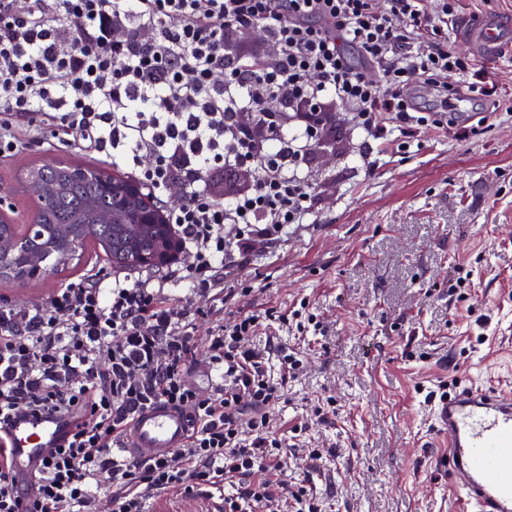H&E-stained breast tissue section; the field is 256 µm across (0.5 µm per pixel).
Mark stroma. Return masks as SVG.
<instances>
[{"mask_svg":"<svg viewBox=\"0 0 512 512\" xmlns=\"http://www.w3.org/2000/svg\"><path fill=\"white\" fill-rule=\"evenodd\" d=\"M482 13L512 28V0H455L448 48L493 96L469 101L457 123L373 141L372 167L340 113L332 154L309 166L315 204L305 222L255 246L243 271L225 278L223 308L175 289L196 339L216 320L256 312L252 343L269 346L271 373L285 356L299 360L273 415L288 450L277 479L322 512H460L431 402L460 384L512 393V47L492 62L473 57L458 29ZM20 140L0 159V190L22 225L36 208L17 190L26 168L88 157L44 128ZM113 274L90 248L80 265L36 285L0 283V306L42 308L54 289ZM303 301L320 329H297L290 313ZM267 309L284 321L265 319ZM224 496L170 493L153 506L224 512Z\"/></svg>","mask_w":512,"mask_h":512,"instance_id":"stroma-1","label":"stroma"}]
</instances>
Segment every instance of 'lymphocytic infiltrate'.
Listing matches in <instances>:
<instances>
[{"label": "lymphocytic infiltrate", "instance_id": "f902f5d3", "mask_svg": "<svg viewBox=\"0 0 512 512\" xmlns=\"http://www.w3.org/2000/svg\"><path fill=\"white\" fill-rule=\"evenodd\" d=\"M0 0V157L20 131L51 128L58 139L103 155L165 206L184 261L167 271L89 280L58 289L46 308L0 307V512H146L155 496L193 493L237 480L224 512H280L282 484L258 481L280 455L271 416L283 397L263 349L245 347L260 319L244 313L191 335L169 292L192 284L213 303L224 278L256 245L303 223L313 203L304 172L350 108L371 164L385 133L442 127L464 94L470 69L444 37L442 0ZM264 34L262 49L243 36ZM378 79L368 77V70ZM431 87L437 108L409 93ZM237 181L218 190L217 170ZM237 224L235 244L224 227ZM204 347L221 387L189 380ZM158 402L191 411L195 427L175 452L130 460L118 449L129 422ZM49 412L72 419L46 462L24 482L10 464L15 422Z\"/></svg>", "mask_w": 512, "mask_h": 512}]
</instances>
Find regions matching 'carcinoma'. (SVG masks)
<instances>
[{
    "label": "carcinoma",
    "mask_w": 512,
    "mask_h": 512,
    "mask_svg": "<svg viewBox=\"0 0 512 512\" xmlns=\"http://www.w3.org/2000/svg\"><path fill=\"white\" fill-rule=\"evenodd\" d=\"M100 168L60 161L51 166L34 165L24 174V182L45 181L53 186L48 200L37 208L34 220L42 234L26 236L19 225L0 223V237L12 239L10 261L0 265V280L21 283L32 270V260L42 259L46 268L57 270L80 260L81 250L100 246L116 270H136L150 266L146 259L165 251L169 262L181 248L172 228L165 224H137L139 209L150 204L146 196L134 204H120L104 190ZM110 210L111 224L96 223L95 211Z\"/></svg>",
    "instance_id": "cac0c4a2"
}]
</instances>
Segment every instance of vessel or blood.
<instances>
[{"label": "vessel or blood", "instance_id": "b4317fda", "mask_svg": "<svg viewBox=\"0 0 512 512\" xmlns=\"http://www.w3.org/2000/svg\"><path fill=\"white\" fill-rule=\"evenodd\" d=\"M459 37L485 60L495 59L512 41V31L497 16L462 23ZM437 424L448 436V480L463 506L475 512H512V396L472 385L440 399ZM70 426L66 416L48 415L17 423L11 435L10 459L21 475L41 466L49 447ZM193 428L182 408L156 404L130 422L121 454L141 459L181 448Z\"/></svg>", "mask_w": 512, "mask_h": 512}]
</instances>
